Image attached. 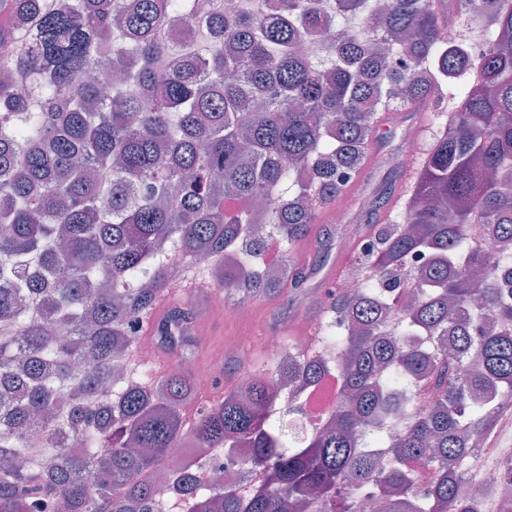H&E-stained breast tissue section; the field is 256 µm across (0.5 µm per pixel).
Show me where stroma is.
Instances as JSON below:
<instances>
[{
  "label": "stroma",
  "mask_w": 512,
  "mask_h": 512,
  "mask_svg": "<svg viewBox=\"0 0 512 512\" xmlns=\"http://www.w3.org/2000/svg\"><path fill=\"white\" fill-rule=\"evenodd\" d=\"M416 128L424 144H431L434 132L421 127L417 113H404L401 120L389 122L381 130L372 149L370 162L360 178V192L372 193L373 202L365 212L354 216L349 223H333L331 216L320 215L311 225L306 236L310 249L302 267L296 268L297 277L305 279L307 293L292 288H279L255 297L249 318H240L234 306H226L218 320H210L207 305L199 301V290L210 289L206 275L197 268H186L170 293L161 298L157 312L179 310L192 319L195 326L194 355L197 363L222 362L221 385L204 391H194L182 403L181 412L186 421H193L198 408L205 403L223 399L227 390L234 386L243 368L238 359L222 358L228 346L237 344L239 337H248L246 347L250 363L268 360L265 339L269 334L280 336L283 343H291L296 337V326L303 321L322 322L324 306L314 301L320 291L323 278L329 271H336L339 279L359 274V246L357 239L371 235L385 212L395 204L404 186L401 168L390 163L391 153L402 146L406 129Z\"/></svg>",
  "instance_id": "stroma-1"
}]
</instances>
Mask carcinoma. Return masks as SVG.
<instances>
[{
    "mask_svg": "<svg viewBox=\"0 0 512 512\" xmlns=\"http://www.w3.org/2000/svg\"><path fill=\"white\" fill-rule=\"evenodd\" d=\"M478 36L443 37L444 12ZM185 21L170 37L163 28ZM0 512H477L449 466L512 398V0H0ZM314 50L301 53L296 45ZM389 112L439 125L370 236L359 291L329 293L316 347L248 371L186 426L180 371L136 369L172 257L224 297L291 285V246L364 169ZM285 247L265 267L264 230ZM490 224L492 267L469 227ZM429 262L407 306L396 277ZM430 336L435 346L414 342ZM341 399L291 442L278 416L327 372ZM415 410L393 433L394 408ZM183 448L263 479L216 490ZM434 466L408 505L410 460Z\"/></svg>",
    "mask_w": 512,
    "mask_h": 512,
    "instance_id": "carcinoma-1",
    "label": "carcinoma"
}]
</instances>
